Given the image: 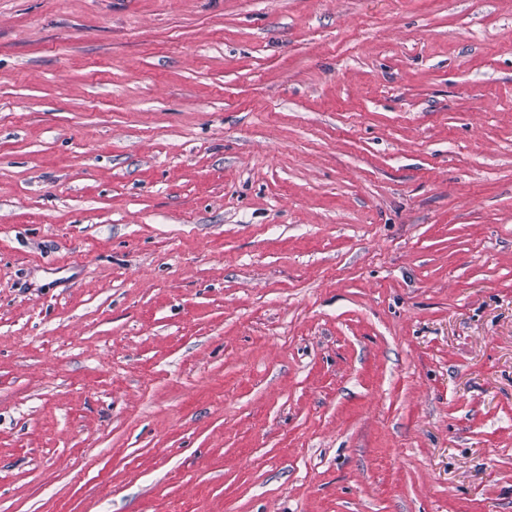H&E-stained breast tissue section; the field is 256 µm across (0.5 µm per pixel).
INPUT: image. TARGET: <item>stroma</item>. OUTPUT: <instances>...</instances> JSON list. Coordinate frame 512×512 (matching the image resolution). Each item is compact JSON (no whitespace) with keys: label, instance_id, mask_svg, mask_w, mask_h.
<instances>
[{"label":"stroma","instance_id":"1","mask_svg":"<svg viewBox=\"0 0 512 512\" xmlns=\"http://www.w3.org/2000/svg\"><path fill=\"white\" fill-rule=\"evenodd\" d=\"M0 512H512V0H0Z\"/></svg>","mask_w":512,"mask_h":512}]
</instances>
